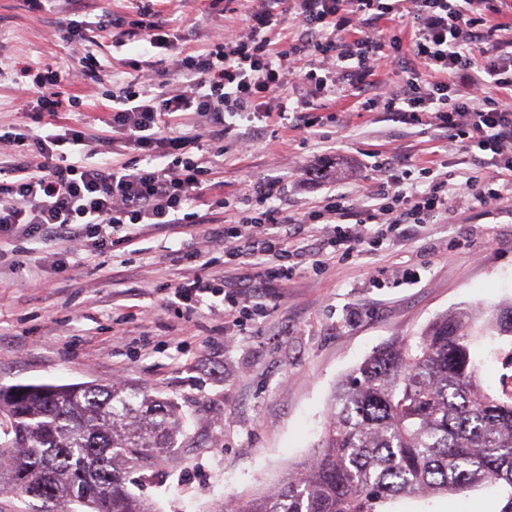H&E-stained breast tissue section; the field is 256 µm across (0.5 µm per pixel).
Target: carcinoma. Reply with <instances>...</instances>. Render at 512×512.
Instances as JSON below:
<instances>
[{
    "mask_svg": "<svg viewBox=\"0 0 512 512\" xmlns=\"http://www.w3.org/2000/svg\"><path fill=\"white\" fill-rule=\"evenodd\" d=\"M512 345V302L457 308L395 337L335 386L320 449L235 512H377L388 500L512 490V389L486 392L472 327ZM180 406L134 385H0V489L30 512H160L129 491L183 430Z\"/></svg>",
    "mask_w": 512,
    "mask_h": 512,
    "instance_id": "carcinoma-1",
    "label": "carcinoma"
}]
</instances>
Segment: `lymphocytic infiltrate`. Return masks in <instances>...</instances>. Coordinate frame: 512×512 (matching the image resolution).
<instances>
[{
    "mask_svg": "<svg viewBox=\"0 0 512 512\" xmlns=\"http://www.w3.org/2000/svg\"><path fill=\"white\" fill-rule=\"evenodd\" d=\"M134 2L133 18L107 13L99 21L113 47L138 50L127 62L133 77L105 95L101 133L91 136L65 121L82 102L52 70L27 88L45 134L0 118V256L20 237L87 239L102 251L117 236L130 242L127 228L134 224L166 230L201 223L200 206L224 208L223 184L214 180L211 160L197 153L200 134L182 131L185 112L205 118L216 136L236 116L285 118L312 136L317 119L284 101L300 85L325 99L348 92L361 111L433 126L440 138L477 149L475 171L454 185L401 159L399 176L383 182L371 204H355L344 193L328 196L287 224L284 235L276 231L284 219L269 205L278 180H259L248 186L255 207L239 211L224 229L228 262L290 256L306 224L330 225L325 248L365 251L388 234L407 236L433 223L457 199L512 195V25L490 21L512 0H251L246 32L194 47L156 0ZM403 15L413 32L407 50L399 35L376 27ZM288 19L298 36L284 28ZM157 56L169 59L170 71L141 80L142 58ZM381 63L400 74L396 89L376 80ZM259 225L269 233L240 248L243 228Z\"/></svg>",
    "mask_w": 512,
    "mask_h": 512,
    "instance_id": "1",
    "label": "lymphocytic infiltrate"
}]
</instances>
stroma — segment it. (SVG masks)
<instances>
[{"mask_svg":"<svg viewBox=\"0 0 512 512\" xmlns=\"http://www.w3.org/2000/svg\"><path fill=\"white\" fill-rule=\"evenodd\" d=\"M245 8L239 0L236 11L219 17L207 0H168L165 13L191 39L205 40L241 31ZM56 20L29 11L26 0H0V114L30 122L32 105L20 89L50 67L85 102L70 123L97 134L111 75L136 52L96 33L90 51L104 77L93 81L84 73L85 52L53 37ZM294 97L324 117L318 136L275 123L259 134L234 117L215 139L196 114L186 115L205 150H224L216 178L230 205L204 223L166 231L140 224L133 243L103 252L21 238L13 264L0 265V384L139 385L182 408L185 432L167 465L150 478L128 475L129 490L160 512H214L226 499L261 494L316 451L334 386L375 347L416 339L447 311L512 298V199L454 203L438 223L373 252L326 260L317 273L311 264L327 231L310 224L291 259V279L277 277L271 260L261 268V291L241 281L236 265L224 261L221 233L251 181L280 177L271 204L293 220L336 191L369 196L388 176L374 165L378 154L446 166L457 183L471 172L458 146L437 148L433 128L356 110L348 97L330 101L303 89ZM246 138L253 145L244 152ZM175 250L204 251L210 263L176 264ZM60 251L69 265L63 277L49 268ZM38 265L45 273L34 287L28 277ZM198 274L251 300L248 317L218 306L188 310L172 288ZM507 501L502 488L485 485L461 496L395 500L382 512H503Z\"/></svg>","mask_w":512,"mask_h":512,"instance_id":"obj_1","label":"stroma"}]
</instances>
